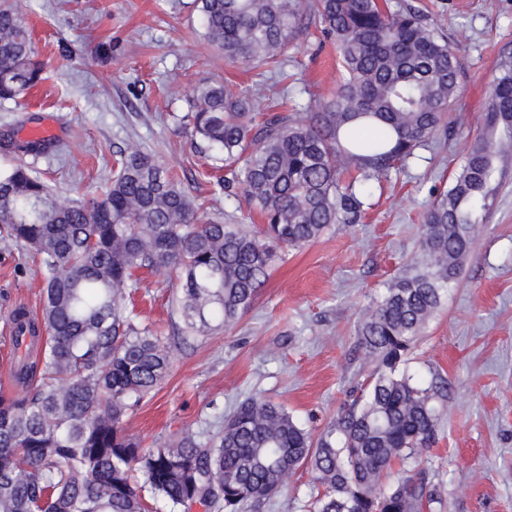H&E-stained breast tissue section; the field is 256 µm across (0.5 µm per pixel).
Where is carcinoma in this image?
I'll return each instance as SVG.
<instances>
[{
	"instance_id": "obj_1",
	"label": "carcinoma",
	"mask_w": 512,
	"mask_h": 512,
	"mask_svg": "<svg viewBox=\"0 0 512 512\" xmlns=\"http://www.w3.org/2000/svg\"><path fill=\"white\" fill-rule=\"evenodd\" d=\"M206 38L234 61H274L299 33L303 0H200ZM320 31L343 68L336 92L306 112L257 121V106L222 82L190 102L194 135L224 159V188L243 192L257 230L203 223L195 199L150 154H120L99 199L53 196L35 171H0V250L39 258L41 313L10 320L12 378L0 392V512H258L286 469H307L310 512H431L438 491L392 465L437 439L444 386L401 368L460 272L478 214L497 193L512 150V61L498 66L478 132L452 186L425 214L420 269L390 282L363 310L358 341L377 361L364 402L314 436L281 405L248 398L208 436L184 432L144 448L128 410L165 378L168 343L136 325L125 301L141 269L180 273L187 336L231 327L254 304L283 248L354 224L366 192L414 157L451 111L458 61L448 37L387 0H319ZM41 79L23 0L0 3V99Z\"/></svg>"
}]
</instances>
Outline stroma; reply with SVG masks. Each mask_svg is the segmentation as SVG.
Here are the masks:
<instances>
[{
    "mask_svg": "<svg viewBox=\"0 0 512 512\" xmlns=\"http://www.w3.org/2000/svg\"><path fill=\"white\" fill-rule=\"evenodd\" d=\"M390 3L419 10L448 37L459 65L451 130L373 185L358 223L283 251L232 329L183 339L178 272H137L138 321L171 345L167 377L127 419L144 447L180 431H216V413L250 397L284 406L317 434L361 396L374 366L357 346L360 311L419 254L431 190L451 186L499 62L512 55V0ZM25 21L43 71L25 94L0 99V168L27 164L60 197H100L115 159L135 143L189 188L200 219L259 223L243 196H227L212 150L191 135L197 86L228 82L264 108L278 92L302 111L340 78L334 47L308 31L280 63L231 61L204 37L195 0H27ZM45 122L55 129L48 150L19 152L24 129ZM503 169L460 275L405 362L446 386L438 439L408 467L440 487L441 512H512V158ZM33 269L30 252L0 251V391L14 389L10 313L41 311ZM310 487V474L297 470L262 512H306Z\"/></svg>",
    "mask_w": 512,
    "mask_h": 512,
    "instance_id": "stroma-1",
    "label": "stroma"
}]
</instances>
